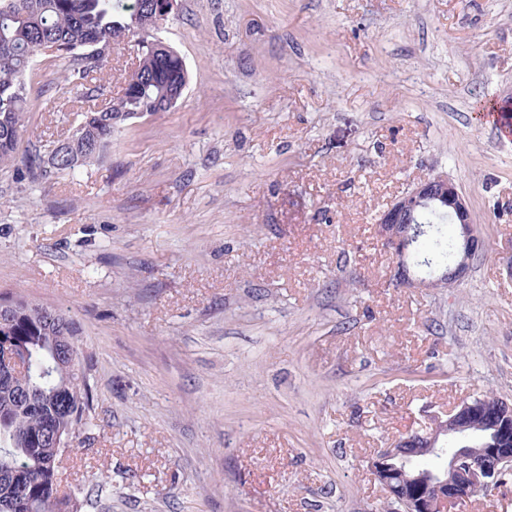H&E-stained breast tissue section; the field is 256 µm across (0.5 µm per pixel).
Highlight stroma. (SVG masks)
I'll list each match as a JSON object with an SVG mask.
<instances>
[{
    "label": "stroma",
    "mask_w": 512,
    "mask_h": 512,
    "mask_svg": "<svg viewBox=\"0 0 512 512\" xmlns=\"http://www.w3.org/2000/svg\"><path fill=\"white\" fill-rule=\"evenodd\" d=\"M189 80L69 176L0 170V293L67 311L93 401L78 512H386L374 451L477 395L512 404V0H180ZM37 54L27 139L82 104ZM487 251L397 288L372 225L420 178Z\"/></svg>",
    "instance_id": "35a3bbf8"
}]
</instances>
